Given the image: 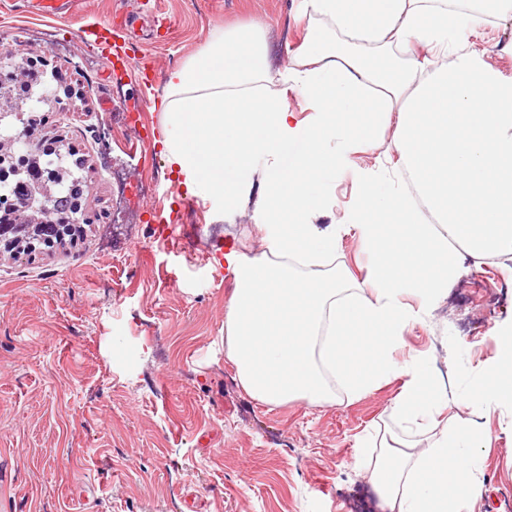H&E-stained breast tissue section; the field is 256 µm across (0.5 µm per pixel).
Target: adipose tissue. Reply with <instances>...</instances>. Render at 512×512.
Segmentation results:
<instances>
[{
    "label": "adipose tissue",
    "mask_w": 512,
    "mask_h": 512,
    "mask_svg": "<svg viewBox=\"0 0 512 512\" xmlns=\"http://www.w3.org/2000/svg\"><path fill=\"white\" fill-rule=\"evenodd\" d=\"M301 4L327 26L292 65L271 56L262 25L239 24L169 69L159 99L175 127L159 144L185 194L251 211L266 245L224 255L236 285L224 353L246 393L271 408L335 402V380L356 397L406 375L392 413L402 432L434 443L362 441L381 512H466L481 493L484 432L471 419L437 417L451 404L485 414L512 406V324L495 335V365L457 395L440 390L426 360L396 353L456 279L460 251L512 256V81L448 45L486 14L512 19V0H470L464 11L448 0ZM295 90L308 117L288 101ZM388 127L409 182L393 189L379 169H359L338 227L319 228L337 176ZM422 205L434 223L421 219ZM340 229L354 230L370 256L355 293L301 272L329 261Z\"/></svg>",
    "instance_id": "obj_1"
}]
</instances>
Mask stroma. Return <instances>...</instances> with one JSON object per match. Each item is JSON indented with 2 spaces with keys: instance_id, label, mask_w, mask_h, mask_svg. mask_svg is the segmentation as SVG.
I'll return each mask as SVG.
<instances>
[{
  "instance_id": "stroma-1",
  "label": "stroma",
  "mask_w": 512,
  "mask_h": 512,
  "mask_svg": "<svg viewBox=\"0 0 512 512\" xmlns=\"http://www.w3.org/2000/svg\"><path fill=\"white\" fill-rule=\"evenodd\" d=\"M77 0L60 17L0 0V33L18 57L50 55L79 94L45 107L42 135L63 134L85 161L91 222L76 242L0 260V512H380L363 465L367 433L391 416L406 378L333 405L253 400L224 357L235 288L220 260L264 248L250 215L184 196L157 143L166 72L224 26L264 23L276 60L310 25L300 0ZM104 25L97 43L83 31ZM462 44L512 81V20L467 28ZM139 108L141 130L126 113ZM147 180L135 199L124 183ZM355 233L323 275H367ZM512 261L461 254L459 273L398 355H423L468 380L493 363L512 318ZM473 512H512V409L493 413Z\"/></svg>"
}]
</instances>
